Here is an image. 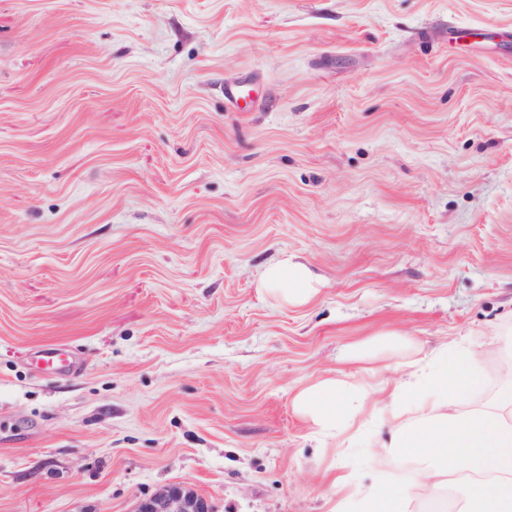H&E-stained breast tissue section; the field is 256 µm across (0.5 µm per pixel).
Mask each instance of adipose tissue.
Returning <instances> with one entry per match:
<instances>
[{
	"label": "adipose tissue",
	"mask_w": 512,
	"mask_h": 512,
	"mask_svg": "<svg viewBox=\"0 0 512 512\" xmlns=\"http://www.w3.org/2000/svg\"><path fill=\"white\" fill-rule=\"evenodd\" d=\"M258 286L284 303L305 305L319 279L308 265L285 255L262 269ZM485 361L484 350L447 342L406 362L394 382L369 389L329 377L300 391L294 404L314 434L333 443L347 440L364 415L375 416L394 429L377 460L395 456L414 463L431 492L445 482L463 486L460 512H512V385L488 403L469 405L483 384ZM331 483V512H411L414 488L363 493L340 471Z\"/></svg>",
	"instance_id": "obj_1"
}]
</instances>
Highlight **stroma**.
<instances>
[{
  "label": "stroma",
  "mask_w": 512,
  "mask_h": 512,
  "mask_svg": "<svg viewBox=\"0 0 512 512\" xmlns=\"http://www.w3.org/2000/svg\"><path fill=\"white\" fill-rule=\"evenodd\" d=\"M509 332L512 0H0V512H329L295 394ZM319 279L306 264L284 253L260 272L258 288L277 294L285 304H308L318 291ZM136 512H212L207 500L184 485H169L141 501Z\"/></svg>",
  "instance_id": "35a3bbf8"
}]
</instances>
